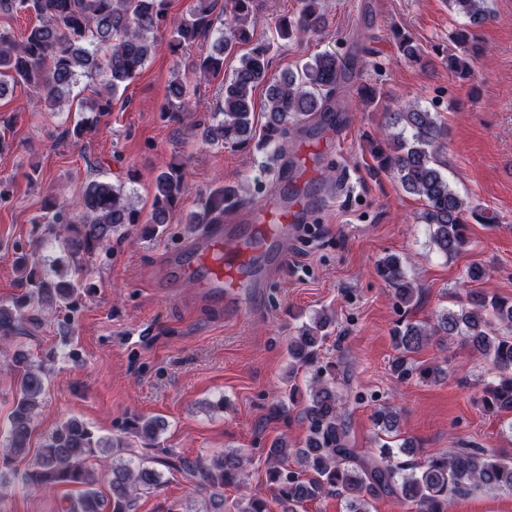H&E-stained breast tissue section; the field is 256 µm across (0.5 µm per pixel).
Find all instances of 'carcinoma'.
<instances>
[{"mask_svg": "<svg viewBox=\"0 0 512 512\" xmlns=\"http://www.w3.org/2000/svg\"><path fill=\"white\" fill-rule=\"evenodd\" d=\"M319 2L302 0L297 17L283 21L278 36L288 40L320 28L323 14ZM448 3L464 19L454 34L461 54L448 55V70L467 78L471 76L469 59L485 53L472 29L491 20L489 0ZM216 4L217 0H192L187 15L173 26L169 40L170 49L176 52L216 37L213 50L191 64L199 78L219 74L224 69V52L235 43L251 40L254 0H224V13L233 21L227 35L217 26ZM0 13H32L38 20L20 41L0 29V96L16 85L32 87L38 90L39 101L53 110L70 99L78 77L92 76L104 64L108 81L89 106L91 112L104 113L112 111L121 85L134 78L151 57L156 34L166 25L167 0H0ZM395 36L404 57L426 65L424 52L411 35L397 32ZM352 74L353 69L339 63L335 55L323 53L305 63L300 72L276 79L269 76L266 48L256 46L241 58L232 78L224 83L218 106L222 119L202 128V143L243 144L252 139L256 134L253 96L261 86L266 87L263 131L268 139L275 140L332 111V95ZM168 90L170 112L193 111L196 87L176 79ZM392 127L387 134L391 153L383 157V167L393 172L406 193L423 202L422 219L429 225L433 245L447 257L459 254L467 244L468 216L483 224L494 223L495 217L471 208L451 188L437 157L447 129L435 113L413 105L394 114ZM187 191L183 167L173 163L155 176L151 210L145 217L122 185L104 180L90 181L74 202L50 198L42 218L50 229L65 225L61 252L48 272L39 270L31 254H18L15 264L29 289L11 304H0V338L18 334L30 308L69 322L79 297L93 289L84 264L86 256L106 246L128 224H146L153 232L168 223ZM233 206V192L219 188L200 200L187 223L205 224ZM377 272L392 287L397 304L407 307L418 297V289L408 279L399 257L380 259ZM333 323V315L322 309L301 325L296 335L288 337V378L296 379L301 368L315 373L308 385V399L298 412L308 427L304 445L291 448L281 437L267 452L266 478L276 486L277 495L268 499L259 491L251 492L233 499L224 512H273L275 502L287 507V512H297L306 502L325 495L343 499L346 512H371L372 501L383 495L395 498L407 512H448L454 497L479 490L512 491V461L498 458L487 448H450L446 454L410 463L399 460L386 442L371 455L351 447L348 399L337 385L339 365L320 363L321 349ZM441 335L461 338L489 366L491 380L482 398L486 411L493 415L512 413V300L471 287L460 305L444 310L436 321L408 323L395 329L393 340L400 354L392 361L393 375L403 382L437 376L440 369L418 363L415 354ZM5 370L17 379V401L10 418L8 450L0 453L1 467L29 455L32 422L47 376L45 365L35 362L22 348L15 350ZM341 375L344 384H349V369H342ZM375 420L384 436H400V416L394 408L378 409ZM162 428L163 422L156 417L133 415L129 419L128 430L142 440L143 448L156 446ZM291 459L300 469H288ZM248 462L240 451L226 452L208 464L199 456L191 460L176 453L163 459L168 469L195 480L199 492L221 502L224 489L245 483ZM95 464L105 470L109 499L95 488ZM24 479L40 488H80L79 496L70 500L69 512H133L138 495L160 484V473L141 465L130 442L98 436L80 419L70 418L45 436L29 461Z\"/></svg>", "mask_w": 512, "mask_h": 512, "instance_id": "1", "label": "carcinoma"}]
</instances>
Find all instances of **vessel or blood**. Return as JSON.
Here are the masks:
<instances>
[{
  "instance_id": "obj_1",
  "label": "vessel or blood",
  "mask_w": 512,
  "mask_h": 512,
  "mask_svg": "<svg viewBox=\"0 0 512 512\" xmlns=\"http://www.w3.org/2000/svg\"><path fill=\"white\" fill-rule=\"evenodd\" d=\"M303 208L300 200L285 209L277 208L269 199L249 204L252 229L246 236V250L242 253L224 247L225 237L235 231L234 225L220 221L207 225L203 233L177 255L182 276L192 280L201 293L223 301L228 314H237L243 297L266 287L277 270L276 265H269L263 279H252L249 253L269 254L285 245L296 216Z\"/></svg>"
}]
</instances>
